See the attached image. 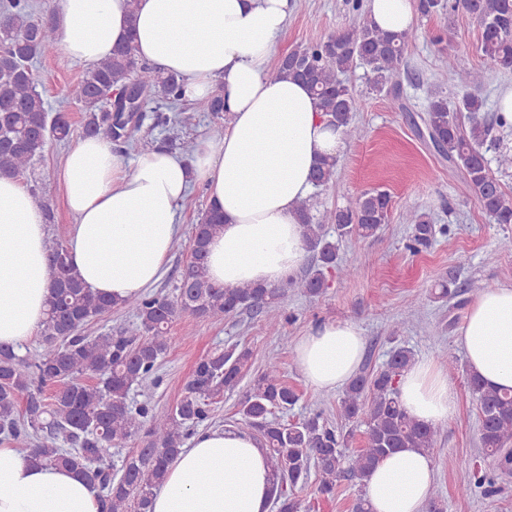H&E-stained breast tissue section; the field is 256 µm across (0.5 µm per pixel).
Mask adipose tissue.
Masks as SVG:
<instances>
[{
	"label": "adipose tissue",
	"instance_id": "adipose-tissue-1",
	"mask_svg": "<svg viewBox=\"0 0 512 512\" xmlns=\"http://www.w3.org/2000/svg\"><path fill=\"white\" fill-rule=\"evenodd\" d=\"M370 19L400 33L412 27L417 0H365ZM290 0H58L54 25L64 55L94 64L132 41L140 61L183 79L188 101L224 89L231 121L222 137L200 138L191 158L152 148L132 162L107 141L86 137L58 173L76 224L67 248L85 285L116 300L142 294L161 278L195 189L224 214L208 245L210 278L227 288L274 286L293 278L305 256L298 201L310 174L344 147L301 82L273 75ZM47 229L42 208L16 178L0 176V344L24 346L42 327L49 296ZM458 345L470 373L512 390V286L487 289L467 311ZM364 337L352 321L313 325L294 346L309 386L326 393L358 372ZM399 400L412 419L435 427L455 396L447 372L420 359L402 372ZM434 482L430 457L403 448L365 481L371 512H423ZM272 474L251 433H196L168 470L151 512H271ZM0 512H101L96 492L74 471L32 464L0 447Z\"/></svg>",
	"mask_w": 512,
	"mask_h": 512
}]
</instances>
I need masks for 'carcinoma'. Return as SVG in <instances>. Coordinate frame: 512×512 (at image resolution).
Segmentation results:
<instances>
[{"mask_svg":"<svg viewBox=\"0 0 512 512\" xmlns=\"http://www.w3.org/2000/svg\"><path fill=\"white\" fill-rule=\"evenodd\" d=\"M357 18L324 40L301 44L279 59L275 75L303 81L323 112L349 139L359 136L355 114L366 107L343 76L353 68L366 69L370 89L401 97L405 74L404 53L416 29L391 33L380 29L362 10L361 0H350ZM463 11L478 24L477 50L487 62L512 68V0H418L420 17ZM60 50L55 25L35 17L29 0H0V176L17 177L31 167L53 142L71 134L64 112L50 115L37 91L33 63ZM448 71L465 93L454 109L439 93L428 100L421 120L426 134L448 160L458 179L460 194L474 200L493 224H512V193L503 190L495 172L512 170V151L492 137L502 121L486 110L482 98L470 89L482 85L483 71L460 54L448 55ZM133 87L132 102L112 100V93ZM181 80L139 61L134 46H116L112 56L90 67L80 84L86 136L118 147L130 142L138 128L133 110L150 101L157 111L177 107ZM207 111L229 119L224 92L217 88L206 100ZM338 158L323 157L314 168L315 186H326L336 175ZM306 199L298 205L304 226L305 248L314 265L300 279L278 286L246 284L228 289L213 282L207 271V245L224 225V216L209 209L194 225L193 261L188 263L171 295H139L115 301L85 287L70 263L66 247L48 241L50 294L43 323L42 345L17 354L0 345V438L28 450L36 465L74 470L99 497L102 512H150L155 491L165 480L169 466L186 440L210 415V405L240 384L253 360L246 345L234 344L199 359L173 410L158 415L143 404L132 407L134 387L148 389L156 383L159 361L169 348V329L183 314L220 317L249 314L263 318L269 331L283 335L288 321L283 304L288 289L298 288L308 298L326 291L325 272L338 271L350 280L358 268L342 263L339 242L358 236L374 237L389 221L391 196L372 189L346 205L312 213ZM411 232L406 243L418 253L431 246L436 235L448 234V226L430 223L418 211L405 215ZM483 285L471 281L464 288L450 280L441 284L439 297L462 293L477 295ZM133 317L132 329L113 334L83 336L80 327L114 309ZM415 360L412 349L400 346L372 372L363 371L346 386L339 403L340 423L328 422L320 413L286 420L282 413L299 396L284 380L279 364L270 361L257 372L239 401L237 415L268 450L273 475L271 496L277 512H308L295 496L298 484L317 471V491L336 494L340 480L364 479L386 455L399 448H414L431 455L438 430L412 420L400 407L397 380ZM58 385L46 396L43 386ZM467 385L478 409L479 444L498 458L503 474L512 472V392L486 386L476 375ZM364 446L349 449L356 432ZM145 443L127 455L114 475L105 465L108 451L138 435ZM69 444L65 448L62 443ZM476 487L484 495L498 492L493 477L472 471L465 490Z\"/></svg>","mask_w":512,"mask_h":512,"instance_id":"cac0c4a2","label":"carcinoma"}]
</instances>
